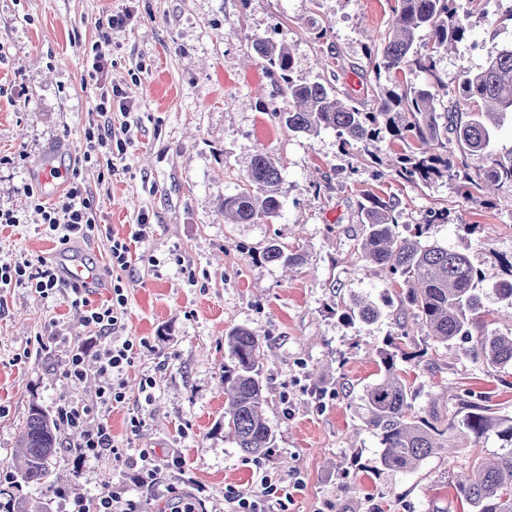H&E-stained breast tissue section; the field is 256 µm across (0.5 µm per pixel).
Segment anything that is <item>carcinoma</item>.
<instances>
[{
    "instance_id": "cac0c4a2",
    "label": "carcinoma",
    "mask_w": 512,
    "mask_h": 512,
    "mask_svg": "<svg viewBox=\"0 0 512 512\" xmlns=\"http://www.w3.org/2000/svg\"><path fill=\"white\" fill-rule=\"evenodd\" d=\"M464 2L396 0L388 31L370 56L376 74L385 75L388 84L377 87L369 109L319 80L295 82L291 49L270 37L252 39L254 58L288 99V109L274 112V117L289 132L307 138L332 130L342 147L360 145L372 156L385 143H400L406 151L398 157L396 175L407 183L427 185L461 174L478 194L487 186L512 185V148L492 150L494 130L512 116V46L463 75L455 105L441 106L448 86L437 74V60L471 30L470 5L481 0ZM413 69L430 77L426 87L408 84L406 72ZM282 183L277 161L256 154L237 193L221 204L224 222L254 224L278 215ZM363 210V256L391 279L402 281L406 290L399 299L413 310L426 336L489 369L512 364V329L504 333L490 328L482 293L483 283H491L497 299L511 309L512 263L490 273L474 267L461 249L424 242L429 221L403 234L396 204L389 200L370 195ZM262 257L285 267L298 263L297 255L276 242L263 249ZM349 311L365 321L383 314L366 298L354 301ZM406 336V325L399 322L387 347L375 351L380 378L363 394V421L382 448L381 465L407 471L433 455L451 453L461 440L492 433L512 446V419L492 414L484 403H469L462 417L453 415L446 422L414 415L415 393L399 363L418 371L427 365L429 351L405 352L400 341ZM265 344V337L245 327L231 329L225 338L224 427L251 456L264 454L273 441L261 379ZM59 430L56 418L34 405L21 432L19 470L25 482L44 490L47 501L58 493L52 459ZM453 489L456 499L473 512H512V449L492 461L475 459L471 471L457 476Z\"/></svg>"
}]
</instances>
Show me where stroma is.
Wrapping results in <instances>:
<instances>
[{
	"mask_svg": "<svg viewBox=\"0 0 512 512\" xmlns=\"http://www.w3.org/2000/svg\"><path fill=\"white\" fill-rule=\"evenodd\" d=\"M394 0H0V155L26 152L0 166V209L20 225L0 229V261L37 259L58 251L41 233L39 215L21 188L37 184L45 167L79 169L82 186L99 201L103 234L75 241L69 254L107 267L110 240L125 238L139 220L146 236L131 244L121 272L127 304L118 331L133 341L124 374L126 398L108 414L117 451L74 464L62 432L55 477L60 497L51 512H69L68 491L88 498L121 486L145 512H171L175 494L203 487L206 512H224V493L250 495L259 472L278 487L274 512H461L450 486L476 457L501 455L493 435L464 443L401 473L378 467L380 448L361 414L366 386L379 377L373 356L408 321L405 351L425 347V330L400 306L401 284L364 260L361 206L367 195L393 197L403 224L422 223L444 209L448 221L430 225L428 239L444 247L469 245L472 263L500 271L512 260V186L479 203L458 181H401L393 163L400 144L383 146L380 162L362 147L342 148L334 132L309 139L289 133L271 113L287 108L262 66L247 64L250 39L269 36L291 47L293 78L334 83L371 105L377 82L366 50L379 43ZM132 8L113 29L112 65L105 85L87 75L97 22ZM512 0H489L471 17L468 39L437 62L456 94L459 77L512 43ZM118 87L125 109L96 110L103 86ZM107 120L125 153L100 179L79 165L85 132ZM277 160L284 193L278 216L228 224L219 210L235 194L256 154ZM298 254L291 270L261 257L268 242ZM72 293L43 299L18 288L0 297V481L15 476L11 453L32 405L48 411L65 401H94L98 380L62 374L66 345L91 334ZM367 296L384 315L350 317ZM268 335L262 380L274 446L261 457L242 454L224 429L221 371L224 337L234 327ZM61 336L63 345L39 349ZM31 358H23V351ZM432 370L412 376L418 416L448 419L466 400L493 392L492 410L512 417V367L498 378L472 361L434 354ZM155 386L142 393L144 379ZM148 451L161 469L154 485L136 483L131 459Z\"/></svg>",
	"mask_w": 512,
	"mask_h": 512,
	"instance_id": "1",
	"label": "stroma"
}]
</instances>
